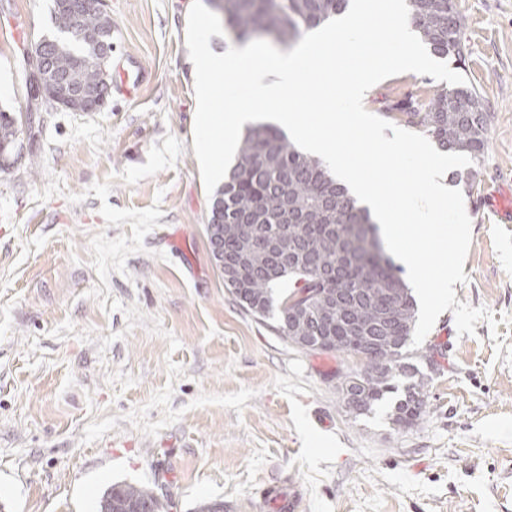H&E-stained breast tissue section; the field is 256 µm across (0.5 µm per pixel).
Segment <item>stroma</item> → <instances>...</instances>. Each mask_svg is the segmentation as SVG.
<instances>
[{
    "label": "stroma",
    "instance_id": "stroma-1",
    "mask_svg": "<svg viewBox=\"0 0 512 512\" xmlns=\"http://www.w3.org/2000/svg\"><path fill=\"white\" fill-rule=\"evenodd\" d=\"M190 0H104L116 30L111 73L146 80L97 112L34 100L27 66L55 35L53 0H0V110L19 120L0 168V512H96L130 482L196 512H512V325L458 335L445 311L421 420L357 416L339 377L360 356L303 351L224 286L206 231L211 195L193 149ZM460 73L491 115L461 185L472 241L456 299L512 315V0H459ZM441 86L402 73L365 108ZM503 349H496V342Z\"/></svg>",
    "mask_w": 512,
    "mask_h": 512
}]
</instances>
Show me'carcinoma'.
<instances>
[{
	"label": "carcinoma",
	"mask_w": 512,
	"mask_h": 512,
	"mask_svg": "<svg viewBox=\"0 0 512 512\" xmlns=\"http://www.w3.org/2000/svg\"><path fill=\"white\" fill-rule=\"evenodd\" d=\"M240 43L259 34L286 45L346 11L349 0H207ZM422 42L439 58L464 57L463 20L456 0H408ZM58 35L36 48L44 97L55 80L103 93L108 89L104 46L112 43V21L84 0H54ZM407 122L443 149L478 162L488 143L490 113L478 93L464 84L443 87L427 104L407 98L395 105ZM17 118L0 111V147L12 148ZM224 225V265L239 269L230 293L258 319L277 313L278 335L306 351L358 353L364 369L341 377L352 398L350 411L369 413L388 394L403 388L390 421L398 428L418 422L426 409L429 377L417 362L435 366L436 348L409 349L416 302L403 269L386 254L378 226L320 159L300 152L271 125L246 131L236 163L212 199L208 223ZM289 280L293 290L274 298ZM313 306L299 308L300 295ZM124 502L142 512H172L174 501L145 486L116 482L106 488L97 512H118Z\"/></svg>",
	"instance_id": "cac0c4a2"
}]
</instances>
